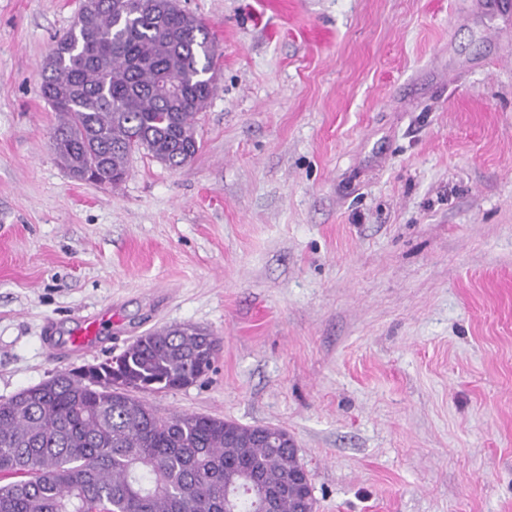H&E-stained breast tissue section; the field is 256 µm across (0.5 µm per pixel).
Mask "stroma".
Here are the masks:
<instances>
[{"instance_id":"obj_1","label":"stroma","mask_w":512,"mask_h":512,"mask_svg":"<svg viewBox=\"0 0 512 512\" xmlns=\"http://www.w3.org/2000/svg\"><path fill=\"white\" fill-rule=\"evenodd\" d=\"M181 5L202 148L115 189L40 92L81 0H0V399L190 323L211 370L148 402L287 430L315 512H512V0Z\"/></svg>"}]
</instances>
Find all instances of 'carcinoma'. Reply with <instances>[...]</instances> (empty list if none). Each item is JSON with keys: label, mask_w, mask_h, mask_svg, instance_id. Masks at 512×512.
I'll return each mask as SVG.
<instances>
[{"label": "carcinoma", "mask_w": 512, "mask_h": 512, "mask_svg": "<svg viewBox=\"0 0 512 512\" xmlns=\"http://www.w3.org/2000/svg\"><path fill=\"white\" fill-rule=\"evenodd\" d=\"M96 0L42 63L51 139L74 178L120 185L131 153L178 168L200 149L196 118L212 99L214 42L172 0ZM180 324L131 344L122 362L77 369L0 400V512H296L303 470L245 426L196 413L160 415L146 392L177 390L210 370L219 345Z\"/></svg>", "instance_id": "carcinoma-1"}]
</instances>
